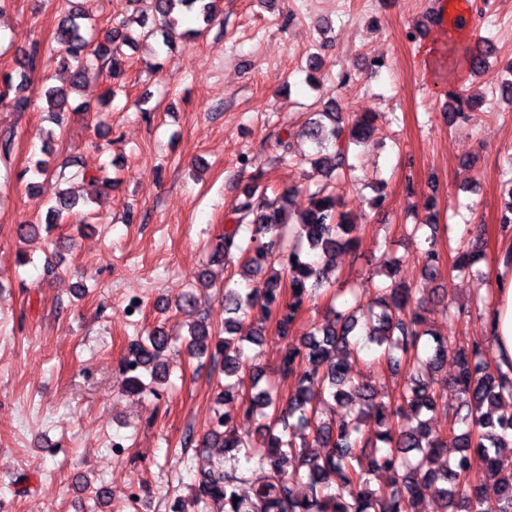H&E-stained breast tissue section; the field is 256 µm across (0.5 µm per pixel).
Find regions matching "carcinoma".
Segmentation results:
<instances>
[{"label": "carcinoma", "mask_w": 512, "mask_h": 512, "mask_svg": "<svg viewBox=\"0 0 512 512\" xmlns=\"http://www.w3.org/2000/svg\"><path fill=\"white\" fill-rule=\"evenodd\" d=\"M74 2L62 0L63 16L52 31L54 61L69 73L71 87L44 91L46 110L59 128L72 108L70 95L83 87L91 70L112 77L122 69L123 47L159 34L170 48L178 37L201 34L194 29L178 32L177 13L197 9L206 24L216 17L215 0H149L159 27L145 31L146 22L139 20L142 31L137 32L123 23L98 40ZM461 56L472 73L480 74L489 66V58L482 54L465 50ZM41 60L36 42L19 59L16 76L4 78L1 102L14 88L20 96L11 99L13 106L27 107L29 98L23 92L28 75ZM448 97L454 103L452 122L472 120L478 101L456 92ZM373 123L369 113L354 114L348 121L335 103H329L301 130V136L319 147L311 163L336 173L338 182L348 179L349 147L366 144ZM59 177L64 182L89 179L112 184L104 168L91 173L85 168L68 172L63 167ZM507 184V198L501 201L504 229L512 226V178ZM300 194V189L293 188L271 198L265 187L248 190L238 199L236 224L224 232L215 255L246 254L241 276L256 280L261 275L264 280L247 292L230 279L224 282V336L213 333L203 317L188 324L185 341L191 355L221 360L224 377L235 379L219 393L220 404L231 409L216 415L200 447L241 454L266 472L262 483L252 485L222 467L203 471L193 485L194 502H221L224 512H414L420 500L429 498L435 512H512V467L505 471L501 465L504 452L512 456V368L502 369L489 341L473 339L455 345L451 385L457 405L448 406L433 376L448 357V341L426 328L428 309L415 298L416 289L394 281L366 303L354 293L349 311L330 309L332 317L311 325L298 341L287 344L277 367L279 377L294 380V390L286 399L256 364L258 355L245 353L244 343L261 345L265 332L263 328L243 330V318L254 303L265 308L277 335L288 337L317 290L335 287L336 253L357 248V226L340 211L335 191L321 188L308 193L299 219L294 220L292 206ZM76 205L68 193H60L46 210V230ZM245 220L251 229L246 246L239 238ZM425 241L422 274L432 278L441 271V257L434 237ZM483 257L479 246H468L458 252L453 270L470 273ZM176 341L177 337L158 328L131 344L126 359L130 392L142 393L169 378V367L158 364L157 357ZM370 346L373 362L385 364L393 375L406 374L393 397L384 399L370 381L353 377L352 361ZM244 374L251 378L254 390L247 399L238 391ZM352 397L363 402L357 411L323 417L321 402L342 405ZM437 411L463 428L456 436L458 454L453 457L444 456L447 435L429 428L427 416ZM369 417L379 427L373 435L362 430ZM240 419L255 421L256 434L239 433ZM474 452L486 465L475 479L470 464ZM380 472L389 474V482L371 487V476ZM302 481L306 492L298 496L295 485Z\"/></svg>", "instance_id": "cac0c4a2"}]
</instances>
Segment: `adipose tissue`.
Listing matches in <instances>:
<instances>
[{"label":"adipose tissue","mask_w":512,"mask_h":512,"mask_svg":"<svg viewBox=\"0 0 512 512\" xmlns=\"http://www.w3.org/2000/svg\"><path fill=\"white\" fill-rule=\"evenodd\" d=\"M487 319L491 324L496 359L505 365L512 363V248L499 255L494 301Z\"/></svg>","instance_id":"ef3b65f1"}]
</instances>
